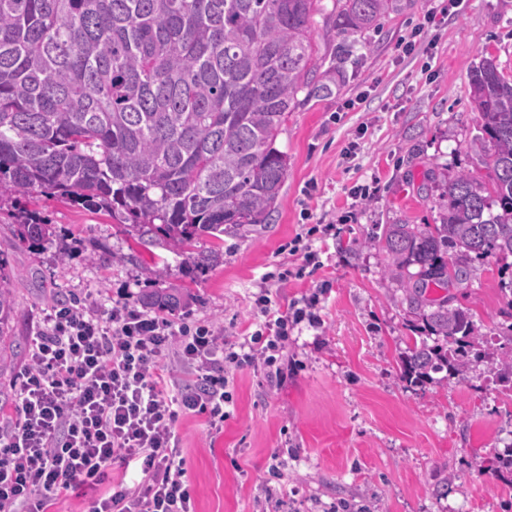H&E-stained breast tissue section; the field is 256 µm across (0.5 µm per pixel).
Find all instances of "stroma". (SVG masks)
<instances>
[{"instance_id":"35a3bbf8","label":"stroma","mask_w":512,"mask_h":512,"mask_svg":"<svg viewBox=\"0 0 512 512\" xmlns=\"http://www.w3.org/2000/svg\"><path fill=\"white\" fill-rule=\"evenodd\" d=\"M333 0L311 16L315 60L329 73L336 32ZM413 54L397 43L429 13ZM349 49L331 94L288 114L276 145L288 175L272 220L223 240L201 238L195 251H222L200 271L183 257L145 246L101 211L41 192L0 197V273L14 303L15 368L0 377V419H10L29 362L32 336L58 301L143 310L142 296L180 289L182 304L163 310L178 323H209L236 339L271 310L303 307L318 296L317 326L301 323L277 356L280 376L263 367L236 373L234 404L222 431L202 414L175 426L195 512H512V487L479 470L512 447V391L489 385L484 367L467 381L409 389L399 377L407 311L388 257L370 245L384 224H436L448 178L467 172L490 184L485 156L470 145L481 125L470 99L469 70L496 58L512 73V0H396ZM367 187L355 203L349 191ZM50 224L44 241L17 234L21 213ZM331 225L330 234L309 235ZM307 235L316 260L293 254ZM166 278L149 273L158 261ZM450 283V307L470 309L477 335L512 325L499 291L512 255L466 264Z\"/></svg>"}]
</instances>
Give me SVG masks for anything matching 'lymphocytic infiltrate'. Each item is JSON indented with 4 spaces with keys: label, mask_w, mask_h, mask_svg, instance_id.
<instances>
[{
    "label": "lymphocytic infiltrate",
    "mask_w": 512,
    "mask_h": 512,
    "mask_svg": "<svg viewBox=\"0 0 512 512\" xmlns=\"http://www.w3.org/2000/svg\"><path fill=\"white\" fill-rule=\"evenodd\" d=\"M317 303L273 318L260 293L265 322L233 344L213 326L179 325L121 300L105 313L58 303L32 340L16 419L0 422V512H51L79 489L91 493L87 512H194L175 461L176 422L205 412L221 429L234 372L273 367L295 325L318 324ZM167 358L188 381L174 380ZM114 469L123 480L110 482ZM106 483L110 492L98 494Z\"/></svg>",
    "instance_id": "1"
}]
</instances>
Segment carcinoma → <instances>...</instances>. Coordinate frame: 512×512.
<instances>
[{"instance_id":"cac0c4a2","label":"carcinoma","mask_w":512,"mask_h":512,"mask_svg":"<svg viewBox=\"0 0 512 512\" xmlns=\"http://www.w3.org/2000/svg\"><path fill=\"white\" fill-rule=\"evenodd\" d=\"M393 0H336L340 36L369 28ZM317 0H0V196L41 191L104 211L141 241L192 259L202 236L269 223L288 173L276 140L298 94L316 79L310 15ZM491 188L460 172L439 224H386L372 242L407 294L411 336L400 357L409 387L465 379L474 364L512 385V325L494 348L468 309L427 297L466 271L448 250L512 255V76L484 57L471 70ZM41 241L50 225L18 224ZM417 271L412 273L410 268ZM172 309L174 289L146 296ZM14 311L0 283V374L10 367ZM490 474L512 485V448Z\"/></svg>"}]
</instances>
